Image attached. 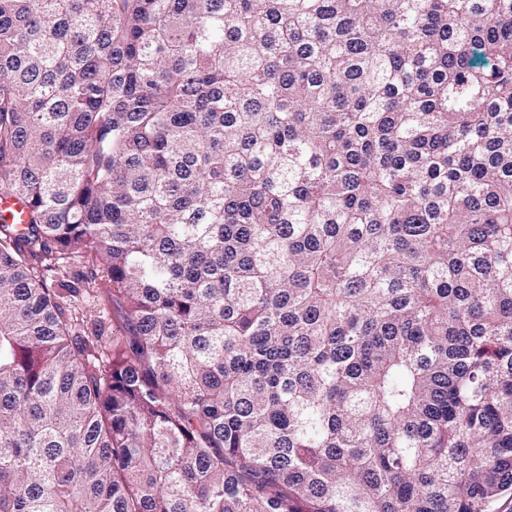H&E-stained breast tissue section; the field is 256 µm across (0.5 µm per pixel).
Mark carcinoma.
Here are the masks:
<instances>
[{"label": "carcinoma", "instance_id": "cac0c4a2", "mask_svg": "<svg viewBox=\"0 0 512 512\" xmlns=\"http://www.w3.org/2000/svg\"><path fill=\"white\" fill-rule=\"evenodd\" d=\"M6 198L0 512L512 490V0H0ZM76 286L79 288V294L76 298H74L77 306L85 310L90 309V307H94L92 308L94 311L101 310L102 314H104L106 318L104 321L105 336H121L123 333L122 326L120 320L116 317V310L114 307L108 304V302L101 300V298L98 296L99 294L96 291H89L88 288H85L83 284ZM108 337L105 339L107 340Z\"/></svg>", "mask_w": 512, "mask_h": 512}]
</instances>
